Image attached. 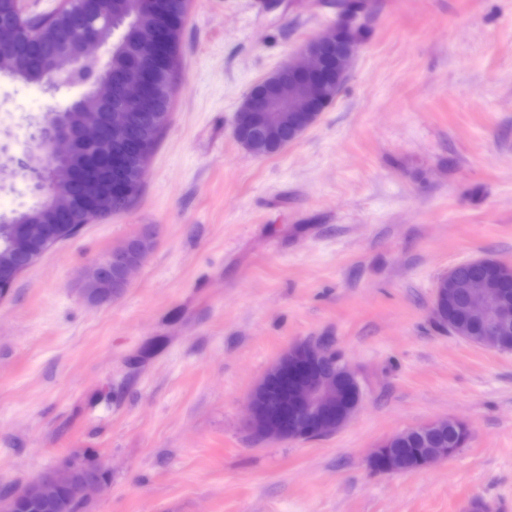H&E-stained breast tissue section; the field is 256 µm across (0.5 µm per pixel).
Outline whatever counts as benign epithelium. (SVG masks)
Returning a JSON list of instances; mask_svg holds the SVG:
<instances>
[{
  "instance_id": "1",
  "label": "benign epithelium",
  "mask_w": 512,
  "mask_h": 512,
  "mask_svg": "<svg viewBox=\"0 0 512 512\" xmlns=\"http://www.w3.org/2000/svg\"><path fill=\"white\" fill-rule=\"evenodd\" d=\"M105 41L93 33L83 38L80 57L60 53L54 68L57 74L69 81H77L89 73L95 65L94 52ZM358 49L346 25L330 27L323 33L309 38L298 55L279 68L277 73H288V86L303 94L300 111L309 113L310 119L295 127L293 140H298L319 118L320 114L335 101ZM166 55H161L159 69L149 72L136 63L130 64L120 78L109 84L99 82L98 93L116 99V107L107 117H97L80 126H71L59 117L46 125L40 134V153L43 165L55 167L73 154L84 151L89 156L87 164L72 173L77 181L75 197L55 203L49 209L51 220L54 213L85 209L98 214L112 213L118 207L112 205L115 198L129 196L132 185L142 183L143 173L153 154L150 135H145L135 153L129 155L125 144L134 122L157 104L161 92L160 71L168 66ZM266 132L275 131L281 119L276 104L254 92L246 96L245 113L234 119V134L242 147H247V135L254 131L256 120ZM112 124V149L108 163L118 162L132 172L129 179L114 183L98 173L97 148L102 145L107 124ZM46 234L45 225L27 224L19 229L11 246L15 256L30 253V241ZM132 239L112 251L90 267L98 285L105 293L84 290L87 298L96 303L112 300L116 293L127 287L130 275L140 266L148 253H133ZM34 263L18 265L9 262L0 267V298L14 288L20 276ZM461 298L463 310L471 325L480 328L485 336V346L493 344L497 336L512 330V303L500 289L485 281L473 279L461 281L447 273L435 289L430 313L445 302ZM362 389L356 373L338 357L330 359L321 345L306 341L295 343L281 352L262 376L254 383L247 399V412L241 420L244 432L258 442H305L333 433L346 425L357 411ZM461 422L440 420L409 429L421 436H432L430 447L424 449L420 468H426L438 460H446L454 454L448 442L437 433ZM395 438L380 445L370 456L371 468L382 474L398 471L395 467L391 446ZM98 464L67 458L63 464L40 478L26 483L16 496L0 503V512H18L29 505H48L57 502L60 489L66 487L80 500H86L90 492L102 484L92 473Z\"/></svg>"
}]
</instances>
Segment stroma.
<instances>
[{"instance_id": "stroma-1", "label": "stroma", "mask_w": 512, "mask_h": 512, "mask_svg": "<svg viewBox=\"0 0 512 512\" xmlns=\"http://www.w3.org/2000/svg\"><path fill=\"white\" fill-rule=\"evenodd\" d=\"M343 89L288 148L248 154L251 88L325 29L326 0H191L169 122L129 208L46 253L0 301V495L78 452L108 482L81 512H512V351L436 326L439 278L512 263V0H362ZM84 93L0 72V218L41 195L24 161ZM150 231L130 284L82 276ZM323 341L362 403L333 435L257 443L254 382ZM458 419L467 445L380 475L382 442Z\"/></svg>"}]
</instances>
